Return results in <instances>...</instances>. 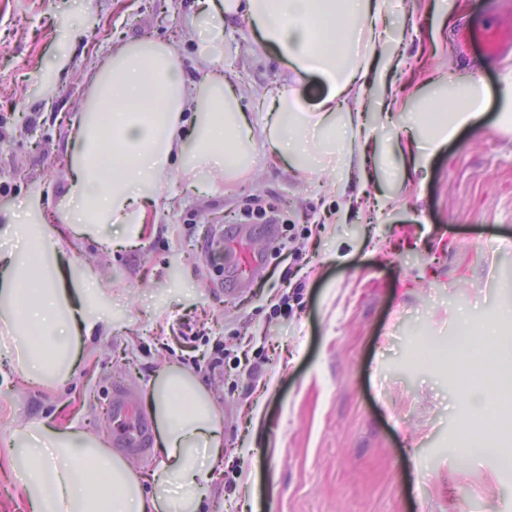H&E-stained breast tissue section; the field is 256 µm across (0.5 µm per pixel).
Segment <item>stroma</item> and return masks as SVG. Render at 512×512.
I'll return each mask as SVG.
<instances>
[{
	"mask_svg": "<svg viewBox=\"0 0 512 512\" xmlns=\"http://www.w3.org/2000/svg\"><path fill=\"white\" fill-rule=\"evenodd\" d=\"M454 17L437 0H388L390 78L404 118L418 112L440 72L464 79L485 59L490 96L478 129L462 131L428 172L379 189L400 207L372 223L353 214L324 223L342 191L340 173L292 174L258 160L255 174L212 197L168 185L183 204L157 216L143 246L85 254L108 296L112 335L88 344L79 373L58 389L18 380L0 356V426L29 414L73 419L111 432L113 387L142 403L152 374L181 361L168 335L201 327L203 352L235 355L241 337L267 352L261 379L235 370L195 373L224 410L223 461L203 512H512V470L496 459L465 460L466 422L457 375L422 344L460 336L469 310L512 341L500 319L512 303V133L495 127L494 95L512 53L485 56L463 32L499 19L507 0H459ZM195 0H0V208L23 207L31 191L45 210L64 179L65 122L83 110L90 80L128 37L174 40L191 64L200 39ZM229 61L249 112L251 91L285 75L247 26L225 30ZM71 60L58 71V58ZM285 223L312 227L292 245L303 254L288 306L260 277H235L237 256L206 252L235 231L257 253L269 248L255 200Z\"/></svg>",
	"mask_w": 512,
	"mask_h": 512,
	"instance_id": "obj_1",
	"label": "stroma"
}]
</instances>
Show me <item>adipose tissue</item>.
I'll use <instances>...</instances> for the list:
<instances>
[{"label":"adipose tissue","instance_id":"obj_1","mask_svg":"<svg viewBox=\"0 0 512 512\" xmlns=\"http://www.w3.org/2000/svg\"><path fill=\"white\" fill-rule=\"evenodd\" d=\"M387 0H214L208 36L199 44L196 73L186 75L175 44L132 38L116 44L98 65L80 119L67 140L68 176L50 212L34 196L24 213L0 209V336L12 370L48 387L75 375L80 344L111 335L101 311L103 287L84 245L138 247L152 213L179 206L166 186L173 172L217 195L253 174L257 157L298 173L337 158L351 205L368 197L372 156L390 147L368 124L365 105L381 96L386 121L401 127L388 66L377 48L387 37ZM248 23L290 72L289 81L257 91L268 109L252 120L243 95L224 69V31ZM325 88L307 101L295 84ZM413 118L400 176L427 168L465 129L477 126L488 90L478 72L460 82L434 81ZM467 349L487 348L482 377L465 372L461 396L478 424L463 434L466 447L493 443L487 424L498 398L512 388V345L489 342L472 317H463ZM154 424V463L140 470L113 453L106 436L70 423L56 426L40 414L0 426L11 449L16 485L33 512H198L213 480L211 461L224 454V414L190 370L165 365L147 385Z\"/></svg>","mask_w":512,"mask_h":512}]
</instances>
